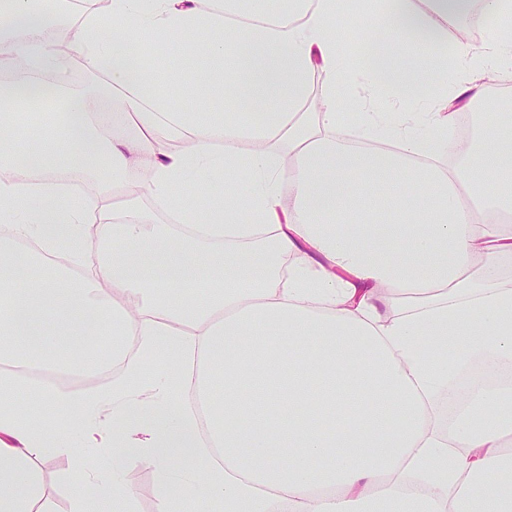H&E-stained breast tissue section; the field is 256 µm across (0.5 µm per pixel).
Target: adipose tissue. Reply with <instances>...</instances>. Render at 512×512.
Returning <instances> with one entry per match:
<instances>
[{"label": "adipose tissue", "instance_id": "adipose-tissue-1", "mask_svg": "<svg viewBox=\"0 0 512 512\" xmlns=\"http://www.w3.org/2000/svg\"><path fill=\"white\" fill-rule=\"evenodd\" d=\"M279 2L86 12L72 40L106 77L109 110L135 116L123 134L62 82L38 83L58 63L42 0H0V65L32 74L0 81V512H57L36 465L52 453L73 461L68 512H135L130 457L159 475L157 512H512L498 482L512 383L474 390L453 422L439 414L476 355L512 363L502 112L476 113L474 143L450 160L456 100L512 62V0H480L492 26L477 50L448 39L465 0H370L351 69L338 0ZM133 39L171 55L144 67L120 47ZM197 54L207 77L188 94L224 87L232 112L175 108L171 77ZM34 115L47 127L28 150ZM346 115L368 148L337 139ZM116 173L185 232L140 197L115 205ZM380 207L388 223L371 218ZM117 358L107 390L58 389ZM48 407L69 431L52 432ZM86 448L110 449L111 478Z\"/></svg>", "mask_w": 512, "mask_h": 512}]
</instances>
